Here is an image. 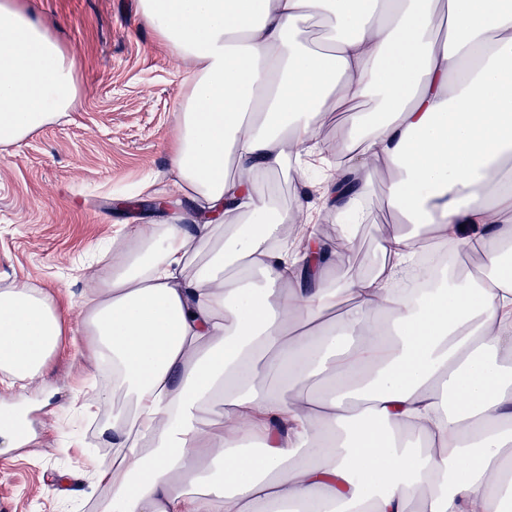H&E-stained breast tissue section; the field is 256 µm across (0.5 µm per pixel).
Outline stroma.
Listing matches in <instances>:
<instances>
[{
  "label": "stroma",
  "mask_w": 512,
  "mask_h": 512,
  "mask_svg": "<svg viewBox=\"0 0 512 512\" xmlns=\"http://www.w3.org/2000/svg\"><path fill=\"white\" fill-rule=\"evenodd\" d=\"M50 22L53 35L75 56L80 97L73 112L9 147H0V285L24 281L64 289L71 327L82 321L83 282L77 265L120 229L163 220L137 215L119 200L173 199L192 216L190 199L171 188L165 144L175 124L183 73L138 17V0H25ZM357 235V264L368 270L385 225L397 216L382 196L370 198ZM91 366L62 351L49 364L51 388L26 399L0 397V420L31 434L30 442L0 453V512H93L104 489L94 487L91 456L112 448L73 403L93 405L96 417L122 406L98 403L86 383ZM91 448L63 454L71 433Z\"/></svg>",
  "instance_id": "1"
}]
</instances>
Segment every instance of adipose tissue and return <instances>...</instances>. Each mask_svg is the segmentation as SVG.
Here are the masks:
<instances>
[{
    "instance_id": "1",
    "label": "adipose tissue",
    "mask_w": 512,
    "mask_h": 512,
    "mask_svg": "<svg viewBox=\"0 0 512 512\" xmlns=\"http://www.w3.org/2000/svg\"><path fill=\"white\" fill-rule=\"evenodd\" d=\"M184 69L168 144L199 216L128 232L79 329L0 286V392L47 383L62 341L130 402L92 460L100 512H512V0H139ZM74 57L0 0V145L70 111ZM373 103L358 108L362 99ZM349 113L341 163L320 130ZM325 165L311 202L307 171ZM299 187L282 200L273 183ZM379 261L300 223L373 194ZM479 270L394 291L429 247ZM338 321H328L332 311ZM222 419L204 414L213 402Z\"/></svg>"
}]
</instances>
